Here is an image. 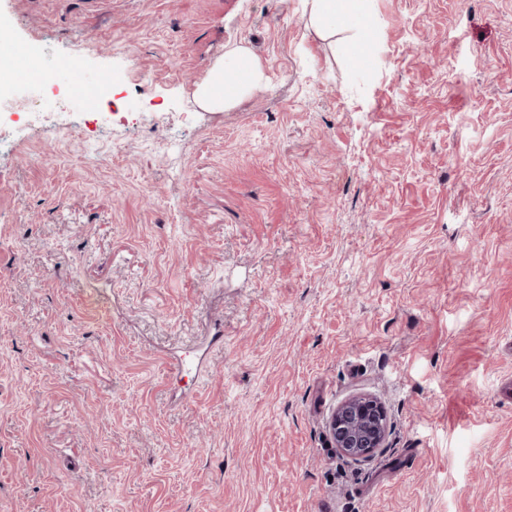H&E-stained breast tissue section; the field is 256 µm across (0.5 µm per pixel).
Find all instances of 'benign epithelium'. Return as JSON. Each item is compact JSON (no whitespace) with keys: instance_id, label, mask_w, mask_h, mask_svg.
<instances>
[{"instance_id":"1","label":"benign epithelium","mask_w":512,"mask_h":512,"mask_svg":"<svg viewBox=\"0 0 512 512\" xmlns=\"http://www.w3.org/2000/svg\"><path fill=\"white\" fill-rule=\"evenodd\" d=\"M387 413L381 402L369 395H356L334 411L329 431L337 451L354 461H366L383 447Z\"/></svg>"}]
</instances>
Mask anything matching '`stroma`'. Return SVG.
Wrapping results in <instances>:
<instances>
[{"label":"stroma","instance_id":"35a3bbf8","mask_svg":"<svg viewBox=\"0 0 512 512\" xmlns=\"http://www.w3.org/2000/svg\"><path fill=\"white\" fill-rule=\"evenodd\" d=\"M369 9L356 61L306 0H0L50 71L0 108V512H512V0ZM266 79L263 65L246 47L224 53L207 77L196 85L195 99L206 109H227L261 86ZM105 92L98 83H88L74 93V98L80 103L81 109L86 112L95 111ZM387 413L381 402L369 395H356L334 411L329 431L337 451L348 459L366 461L383 447Z\"/></svg>","mask_w":512,"mask_h":512}]
</instances>
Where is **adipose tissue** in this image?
I'll use <instances>...</instances> for the list:
<instances>
[{
	"instance_id": "obj_1",
	"label": "adipose tissue",
	"mask_w": 512,
	"mask_h": 512,
	"mask_svg": "<svg viewBox=\"0 0 512 512\" xmlns=\"http://www.w3.org/2000/svg\"><path fill=\"white\" fill-rule=\"evenodd\" d=\"M309 21L323 29L363 34L371 25L368 0H309ZM263 65L242 46L228 49L207 77L197 84L195 99L206 109H227L261 86Z\"/></svg>"
}]
</instances>
